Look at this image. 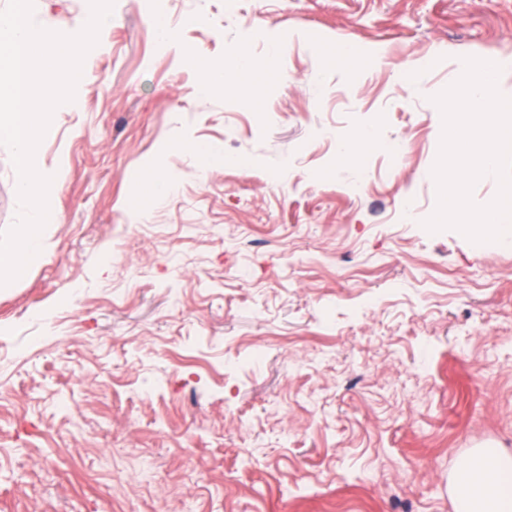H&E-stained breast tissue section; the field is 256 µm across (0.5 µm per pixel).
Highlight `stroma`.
<instances>
[{"instance_id": "35a3bbf8", "label": "stroma", "mask_w": 512, "mask_h": 512, "mask_svg": "<svg viewBox=\"0 0 512 512\" xmlns=\"http://www.w3.org/2000/svg\"><path fill=\"white\" fill-rule=\"evenodd\" d=\"M227 1L115 0L38 146L60 191L0 287V512H454L457 461L512 454V241L423 226L431 98L465 57L512 97V0ZM88 10L34 0V21ZM247 29L259 60L287 37L275 68L194 94L193 58ZM197 147L220 157L199 170ZM16 182L0 146V230Z\"/></svg>"}]
</instances>
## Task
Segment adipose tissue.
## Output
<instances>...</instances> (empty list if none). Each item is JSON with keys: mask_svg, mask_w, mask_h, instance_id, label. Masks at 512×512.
Here are the masks:
<instances>
[{"mask_svg": "<svg viewBox=\"0 0 512 512\" xmlns=\"http://www.w3.org/2000/svg\"><path fill=\"white\" fill-rule=\"evenodd\" d=\"M512 456L496 448H474L448 477L455 512H512Z\"/></svg>", "mask_w": 512, "mask_h": 512, "instance_id": "1", "label": "adipose tissue"}]
</instances>
